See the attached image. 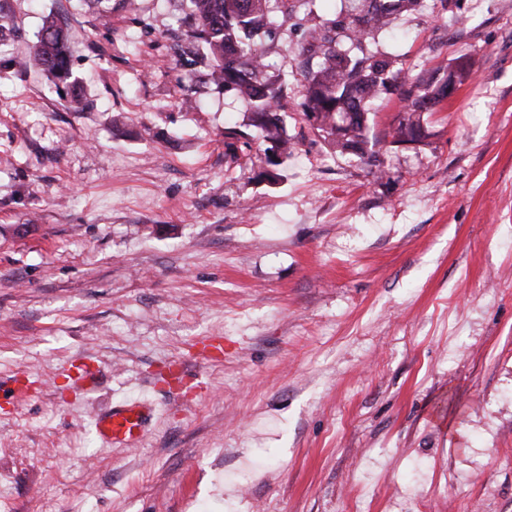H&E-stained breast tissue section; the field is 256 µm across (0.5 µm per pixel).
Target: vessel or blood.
Returning a JSON list of instances; mask_svg holds the SVG:
<instances>
[{
  "label": "vessel or blood",
  "instance_id": "obj_1",
  "mask_svg": "<svg viewBox=\"0 0 512 512\" xmlns=\"http://www.w3.org/2000/svg\"><path fill=\"white\" fill-rule=\"evenodd\" d=\"M102 369L83 364L77 366L72 378L77 389L89 393L98 388ZM157 411L153 398L146 395L126 398L95 419V429L104 445H131L139 442Z\"/></svg>",
  "mask_w": 512,
  "mask_h": 512
}]
</instances>
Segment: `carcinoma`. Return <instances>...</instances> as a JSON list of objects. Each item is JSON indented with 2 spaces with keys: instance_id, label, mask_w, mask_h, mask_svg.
I'll return each instance as SVG.
<instances>
[{
  "instance_id": "1",
  "label": "carcinoma",
  "mask_w": 512,
  "mask_h": 512,
  "mask_svg": "<svg viewBox=\"0 0 512 512\" xmlns=\"http://www.w3.org/2000/svg\"><path fill=\"white\" fill-rule=\"evenodd\" d=\"M316 2L188 0L192 49L180 55L183 79L193 80L196 67L202 65L214 84L250 103V126L271 143L265 155L271 180L278 177L276 167L295 149L284 125L288 75L272 71L257 45L275 38L300 11L310 21L301 46L307 62L300 84L304 115L340 152L351 153L382 173L381 161L369 147L371 102L389 92L399 93L406 116L395 129V138L404 143L421 141L420 113L433 111L447 98L448 70L428 75L406 71L379 44L380 36L399 16L421 12L424 0H340V9L329 18L318 14ZM72 38L55 19L46 20L25 66L65 83L72 100L78 102L79 85L70 67Z\"/></svg>"
}]
</instances>
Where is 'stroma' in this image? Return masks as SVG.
I'll return each mask as SVG.
<instances>
[{
  "label": "stroma",
  "mask_w": 512,
  "mask_h": 512,
  "mask_svg": "<svg viewBox=\"0 0 512 512\" xmlns=\"http://www.w3.org/2000/svg\"><path fill=\"white\" fill-rule=\"evenodd\" d=\"M0 512H512V0H427L385 50L472 73L424 136L376 100L377 178L307 121L306 24L263 41L295 154L182 78L181 0H0ZM80 102L20 70L47 16ZM224 358L205 361L206 337ZM96 359L90 396L63 364ZM147 390L135 446L96 414Z\"/></svg>",
  "instance_id": "35a3bbf8"
}]
</instances>
